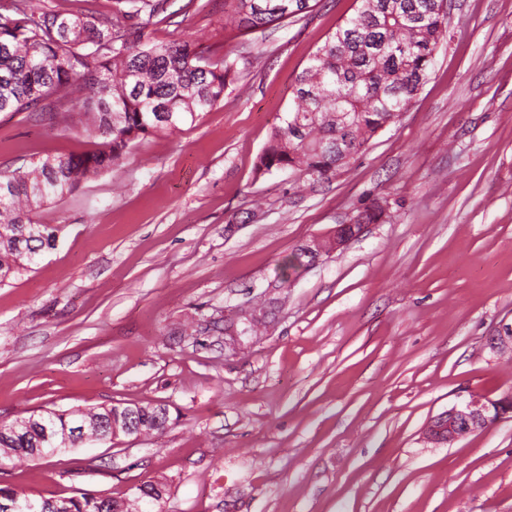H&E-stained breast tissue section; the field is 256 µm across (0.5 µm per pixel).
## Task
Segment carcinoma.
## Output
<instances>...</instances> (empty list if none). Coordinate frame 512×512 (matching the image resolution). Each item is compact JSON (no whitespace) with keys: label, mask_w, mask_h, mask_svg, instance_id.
<instances>
[{"label":"carcinoma","mask_w":512,"mask_h":512,"mask_svg":"<svg viewBox=\"0 0 512 512\" xmlns=\"http://www.w3.org/2000/svg\"><path fill=\"white\" fill-rule=\"evenodd\" d=\"M296 78L293 106L272 130L256 170L296 169L313 182L340 167L336 140L364 147L409 105L427 82L435 53L448 29L444 0H358ZM172 0H115L131 21L125 29L93 14L36 10L17 0L13 13H0V112H28L52 127L101 140L93 151L72 152L0 170V282L26 269L57 229L34 219L44 203L61 198L81 181L112 168L135 140L194 125L224 100L238 74V59L214 50L206 59L187 41L157 43L154 19ZM246 31L278 26L310 11V0H234ZM63 93L51 104L48 97ZM96 111H82L83 104ZM27 224L33 234L15 237ZM159 406L141 405L143 433H162L169 419L155 423ZM79 414L51 413L57 438L41 432L0 431V451L43 459L62 447L59 437L81 445L75 432ZM62 512H129L111 497L78 491Z\"/></svg>","instance_id":"carcinoma-1"}]
</instances>
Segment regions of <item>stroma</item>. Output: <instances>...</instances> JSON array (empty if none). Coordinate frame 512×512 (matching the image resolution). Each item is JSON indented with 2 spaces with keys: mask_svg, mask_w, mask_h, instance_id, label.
<instances>
[{
  "mask_svg": "<svg viewBox=\"0 0 512 512\" xmlns=\"http://www.w3.org/2000/svg\"><path fill=\"white\" fill-rule=\"evenodd\" d=\"M159 17V42L244 58L195 124L133 142L46 203L55 248L0 283V420L162 403V434L4 461L29 499L119 497L162 512H512V419L453 444L432 420L512 394V0H452L407 112L331 179L255 171L296 76L356 0H310L279 28L229 0ZM0 113V170L92 149ZM378 207L315 264L285 258ZM267 324L225 344L260 299Z\"/></svg>",
  "mask_w": 512,
  "mask_h": 512,
  "instance_id": "35a3bbf8",
  "label": "stroma"
}]
</instances>
